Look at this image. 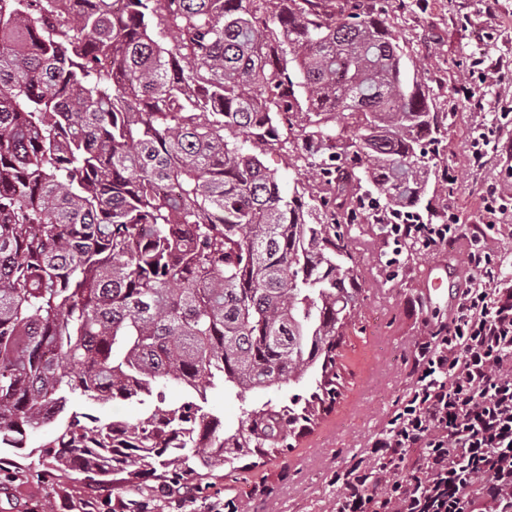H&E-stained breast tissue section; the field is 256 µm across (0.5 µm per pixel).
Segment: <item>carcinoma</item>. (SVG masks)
Instances as JSON below:
<instances>
[{
  "label": "carcinoma",
  "mask_w": 512,
  "mask_h": 512,
  "mask_svg": "<svg viewBox=\"0 0 512 512\" xmlns=\"http://www.w3.org/2000/svg\"><path fill=\"white\" fill-rule=\"evenodd\" d=\"M404 57L358 0H0V448L52 425L61 470L191 494L329 413L361 293L342 224H431L448 184ZM290 134L285 196L260 155ZM307 376L236 426L162 391ZM74 409L80 412L92 413L106 422L112 421V418L135 422L143 412V406L130 402H114L105 406H89L86 403L75 400Z\"/></svg>",
  "instance_id": "1"
}]
</instances>
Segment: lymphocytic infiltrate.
Wrapping results in <instances>:
<instances>
[{
	"instance_id": "obj_1",
	"label": "lymphocytic infiltrate",
	"mask_w": 512,
	"mask_h": 512,
	"mask_svg": "<svg viewBox=\"0 0 512 512\" xmlns=\"http://www.w3.org/2000/svg\"><path fill=\"white\" fill-rule=\"evenodd\" d=\"M455 224H391L431 250ZM447 323L419 342L412 387L367 451L337 473L335 512H512V280L472 249Z\"/></svg>"
}]
</instances>
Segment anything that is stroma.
Listing matches in <instances>:
<instances>
[{"label":"stroma","instance_id":"35a3bbf8","mask_svg":"<svg viewBox=\"0 0 512 512\" xmlns=\"http://www.w3.org/2000/svg\"><path fill=\"white\" fill-rule=\"evenodd\" d=\"M364 5L385 12L408 66L433 92L438 111L447 115L437 163L440 172L457 179L458 188L437 195L432 204L449 223L462 225L463 233L453 244L396 256L379 226L366 216L344 225L362 294L340 349L342 394L310 432L293 439L286 455L204 478L197 498L201 512L222 503L237 512H333L340 491L337 472L358 459L385 428L411 387L409 363L421 336L447 322L449 299L472 274L466 253L482 222L491 184L502 195L499 221L509 230L486 236L485 246L502 259V271L512 279V158L493 152L482 166L468 162L471 139L484 129H497L502 142L512 145V112L488 106L489 101L512 97V0H364ZM498 58L506 59L507 67L479 83V62ZM437 261L447 271L442 298L432 303L422 279ZM297 391V386L279 384L235 398L211 390L204 410L234 425L246 409L281 404ZM52 434L46 427L30 436L27 448H0V512H30L34 507L66 512L65 502L81 498L100 500L103 512H120L125 492L96 487L84 473L56 469L40 452Z\"/></svg>","mask_w":512,"mask_h":512}]
</instances>
